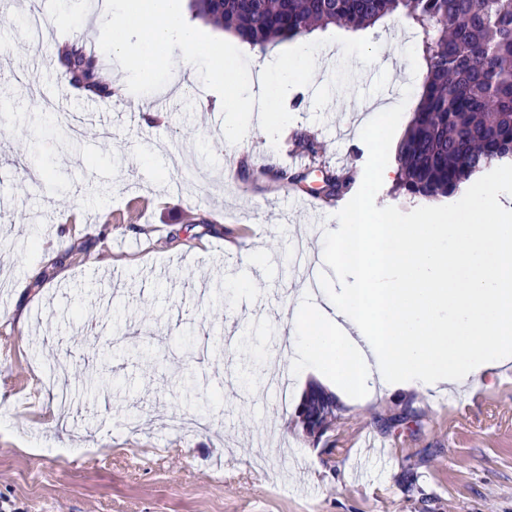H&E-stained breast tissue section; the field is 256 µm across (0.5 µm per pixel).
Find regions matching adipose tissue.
Returning <instances> with one entry per match:
<instances>
[{"label": "adipose tissue", "instance_id": "adipose-tissue-1", "mask_svg": "<svg viewBox=\"0 0 512 512\" xmlns=\"http://www.w3.org/2000/svg\"><path fill=\"white\" fill-rule=\"evenodd\" d=\"M80 24L144 75L165 66L163 45L180 43L197 58L198 35L173 0H114L81 12ZM318 248L337 256L347 280L288 321V343L309 372L350 394L394 373L422 389L458 390L512 360V224L485 198H470L444 223L357 213Z\"/></svg>", "mask_w": 512, "mask_h": 512}]
</instances>
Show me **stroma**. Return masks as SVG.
<instances>
[{
	"label": "stroma",
	"instance_id": "35a3bbf8",
	"mask_svg": "<svg viewBox=\"0 0 512 512\" xmlns=\"http://www.w3.org/2000/svg\"><path fill=\"white\" fill-rule=\"evenodd\" d=\"M89 0H40L46 38L75 31ZM0 14V504L18 512H512V361L468 398L397 387L342 399L335 451L297 416L311 378L288 369L279 325L297 301L291 257L301 228L336 225L362 207L396 224L448 214L465 194L496 195L512 163L470 180L464 195L425 203L395 194L377 171L412 112H391L383 149L376 103L400 102L426 70L412 20L331 25L238 50L241 74L304 45L318 65L283 87L288 128L268 145L253 85L241 127L226 137L224 87L207 68H167L116 89L98 125L64 141L54 58ZM171 83L180 110L144 123L126 102ZM361 112H353V103ZM304 130L317 159L292 156ZM287 167L303 188L264 171ZM357 172L353 190L320 195L326 175ZM318 196L308 212L302 193ZM265 257L253 264L248 246ZM58 259L45 263L43 249ZM275 427L281 447L258 437Z\"/></svg>",
	"mask_w": 512,
	"mask_h": 512
}]
</instances>
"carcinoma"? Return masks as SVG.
I'll list each match as a JSON object with an SVG mask.
<instances>
[{
  "instance_id": "obj_1",
  "label": "carcinoma",
  "mask_w": 512,
  "mask_h": 512,
  "mask_svg": "<svg viewBox=\"0 0 512 512\" xmlns=\"http://www.w3.org/2000/svg\"><path fill=\"white\" fill-rule=\"evenodd\" d=\"M195 16L265 50L319 27L367 28L401 11L421 37L426 62L423 91L398 148L399 188L425 200L460 193L475 175L512 156V0H192ZM77 42L57 52V65L82 92L112 97L99 66ZM295 149L316 157L320 146L305 133ZM354 176L325 178L326 195L340 198ZM336 408L329 422L343 424L336 397L310 390Z\"/></svg>"
}]
</instances>
